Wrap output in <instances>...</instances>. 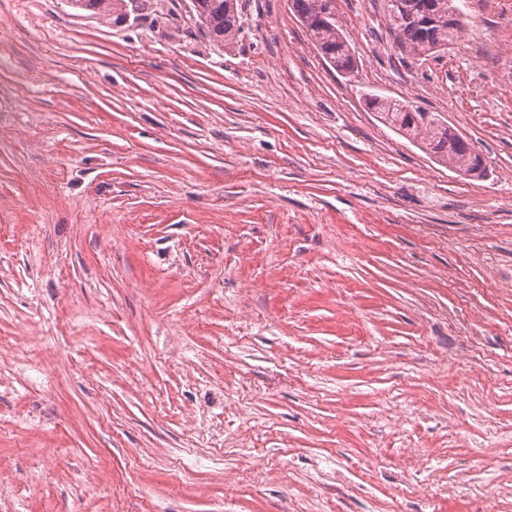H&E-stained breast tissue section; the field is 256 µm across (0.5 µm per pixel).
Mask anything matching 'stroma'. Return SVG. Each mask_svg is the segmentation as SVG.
Instances as JSON below:
<instances>
[{"label":"stroma","mask_w":512,"mask_h":512,"mask_svg":"<svg viewBox=\"0 0 512 512\" xmlns=\"http://www.w3.org/2000/svg\"><path fill=\"white\" fill-rule=\"evenodd\" d=\"M240 4L0 0V512H512V0H336L349 75ZM71 4L80 10L90 11L94 15L115 21H125L131 14L143 10L139 0H72ZM199 29L221 49L231 48L241 32L239 0H192ZM390 35L402 51L427 56L448 48L461 29L457 17L448 28V11L454 0H377ZM381 98L368 99L367 106L377 112L385 125L406 138L420 142L439 162L464 175L481 168L482 160L479 154H473L471 143L455 138L456 130L443 122L438 114L403 107L406 103L399 100ZM403 109L414 112V119H409Z\"/></svg>","instance_id":"1"}]
</instances>
